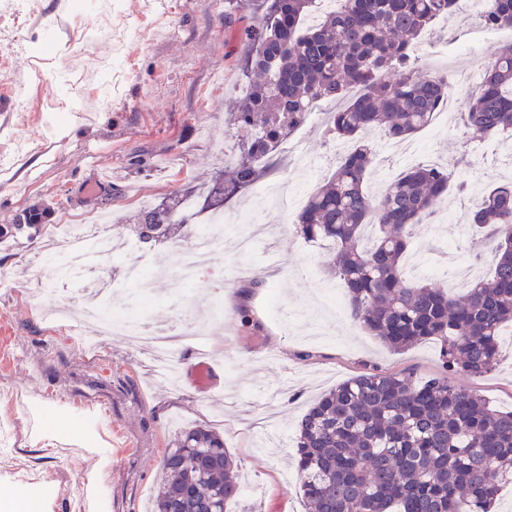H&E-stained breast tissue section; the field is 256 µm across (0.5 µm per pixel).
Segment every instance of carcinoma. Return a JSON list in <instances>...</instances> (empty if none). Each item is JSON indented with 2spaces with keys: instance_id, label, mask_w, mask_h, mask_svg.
Returning a JSON list of instances; mask_svg holds the SVG:
<instances>
[{
  "instance_id": "1",
  "label": "carcinoma",
  "mask_w": 512,
  "mask_h": 512,
  "mask_svg": "<svg viewBox=\"0 0 512 512\" xmlns=\"http://www.w3.org/2000/svg\"><path fill=\"white\" fill-rule=\"evenodd\" d=\"M459 8L460 0H341L307 27L319 0H272L262 26L246 33L253 46L247 66L259 80L238 105L237 136L249 147L234 187L257 178L259 158L305 122L314 101L342 100L348 88L362 87L336 109L332 126L353 148L308 197L296 233L331 245L330 270L371 335L393 351L440 344L439 374L417 382L364 372L303 415L297 467L311 512H491L501 487L512 483V411H496L449 380L492 372L502 327L512 324V184L490 186L468 213L472 231L497 246L491 278L472 282L461 298L403 270L417 225L448 196L455 172L421 164L377 196L365 189L377 156L365 134L409 138L447 97L446 79L415 68L413 46ZM485 21L512 27V0H488ZM464 124L480 137L512 132V44L483 67ZM160 470L153 512H228L243 497L236 457L202 426L181 431Z\"/></svg>"
}]
</instances>
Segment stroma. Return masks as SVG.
<instances>
[{
  "mask_svg": "<svg viewBox=\"0 0 512 512\" xmlns=\"http://www.w3.org/2000/svg\"><path fill=\"white\" fill-rule=\"evenodd\" d=\"M261 15L245 0H0V227L34 206L50 213L39 229L0 238V498L29 490L35 512H147L166 449L201 425L258 486L254 512H306L291 439L311 402L372 368L418 380L439 372L436 341L396 352L350 314L325 316L322 288L337 283L329 249L305 242L293 214L274 210H255L276 231L247 255L250 279H237L236 257L220 253L222 287L204 277L149 283L159 293L155 321L179 305L218 309L200 343L219 369L210 391L189 378L169 384L127 337H102L90 353L74 340L79 322L43 316L78 287L58 277L47 291L31 278L57 225L99 219L108 234H128L141 222V197L161 204L209 178L233 180L244 31ZM415 47L423 73L452 78L470 64L425 36ZM417 137L440 163L465 158L467 192L449 190L411 250L428 269L469 259L489 276L493 243L468 224L448 225L445 209L466 214L489 180L512 182V164L480 156L461 128ZM272 254L282 267L275 278L266 274ZM453 382L512 410V341L493 373ZM39 404L63 408L69 422L37 441Z\"/></svg>",
  "mask_w": 512,
  "mask_h": 512,
  "instance_id": "stroma-1",
  "label": "stroma"
}]
</instances>
